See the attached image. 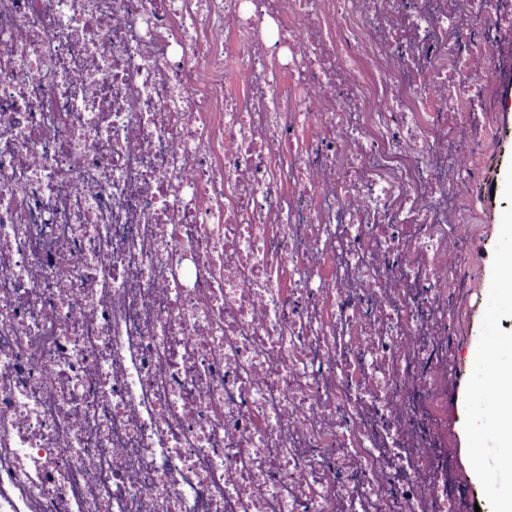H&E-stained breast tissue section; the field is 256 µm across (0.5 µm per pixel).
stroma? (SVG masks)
I'll list each match as a JSON object with an SVG mask.
<instances>
[{
    "mask_svg": "<svg viewBox=\"0 0 512 512\" xmlns=\"http://www.w3.org/2000/svg\"><path fill=\"white\" fill-rule=\"evenodd\" d=\"M498 124L501 140L497 153L488 159L473 190L479 201L480 231L468 251L476 266L475 293L467 323L458 329L459 361L455 382L448 395V431L454 441L458 474L467 481L472 500L480 512H491L493 493L487 482L471 480L467 448L470 433L466 418L472 399L471 389L480 378L472 357L473 349L490 336H512V314L493 315L489 298L493 273L503 256L512 250V238L502 228L512 217V64L501 68L497 77Z\"/></svg>",
    "mask_w": 512,
    "mask_h": 512,
    "instance_id": "35a3bbf8",
    "label": "stroma"
}]
</instances>
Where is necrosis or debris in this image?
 Instances as JSON below:
<instances>
[{"label": "necrosis or debris", "mask_w": 512, "mask_h": 512, "mask_svg": "<svg viewBox=\"0 0 512 512\" xmlns=\"http://www.w3.org/2000/svg\"><path fill=\"white\" fill-rule=\"evenodd\" d=\"M508 57L512 0H0V512H465Z\"/></svg>", "instance_id": "necrosis-or-debris-1"}]
</instances>
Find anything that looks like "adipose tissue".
Returning a JSON list of instances; mask_svg holds the SVG:
<instances>
[{
    "label": "adipose tissue",
    "mask_w": 512,
    "mask_h": 512,
    "mask_svg": "<svg viewBox=\"0 0 512 512\" xmlns=\"http://www.w3.org/2000/svg\"><path fill=\"white\" fill-rule=\"evenodd\" d=\"M476 359L485 369L486 380L492 381L496 390L491 399L476 402L472 418L477 421L485 413L493 414L497 465L512 470V337L494 338L477 351Z\"/></svg>",
    "instance_id": "1"
}]
</instances>
